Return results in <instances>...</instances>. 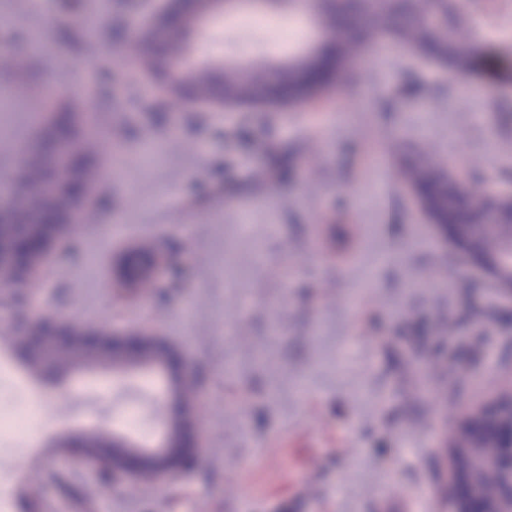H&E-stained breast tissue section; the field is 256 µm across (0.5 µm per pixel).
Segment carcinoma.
Returning <instances> with one entry per match:
<instances>
[{"label": "carcinoma", "instance_id": "obj_1", "mask_svg": "<svg viewBox=\"0 0 512 512\" xmlns=\"http://www.w3.org/2000/svg\"><path fill=\"white\" fill-rule=\"evenodd\" d=\"M470 5L471 0L464 4L460 0H265L256 13L277 16L283 9L302 7L319 25L322 36L281 62L263 61L258 66L229 64L217 69L200 62L190 69L175 70L167 68L165 61L138 38L131 39L126 49L138 60L139 75L170 83L178 90L186 89L202 105L221 86L226 105L276 110L286 105L302 106L332 87L353 84L359 73L358 58L371 50L377 37L392 44H404L414 56L458 74L469 72L472 51L468 33L473 18ZM61 25L75 43L96 36L101 28L100 21L85 20L81 29L73 31L67 17L61 19ZM348 26L360 30L362 37L357 41L350 39L346 34ZM194 30L195 22L191 21L187 32L175 40L176 52L194 53ZM29 43L26 38L17 46L0 49V77L9 80L13 89L47 103L46 108L32 116L37 130L63 119L70 127L71 137L55 153L42 152L36 134L25 141L22 155L8 172V181L22 191L42 184L47 189L13 199L0 198V214L7 212L26 220L24 224L0 223V238L5 242L19 232L32 237L55 234L57 228L51 220L71 209L76 185L83 193L82 223H98L95 194L106 171L102 130L95 116L85 107L55 100L52 89L32 76ZM402 176L404 183L427 199L441 223L471 225L473 249L496 257L502 268L512 270L511 212L489 218L479 193L450 171L443 160L430 159L423 165L408 160ZM29 288L26 283L1 288L0 314L14 317ZM58 315L56 310L47 309L41 312L38 321L11 325L5 337L15 361L32 375L58 379L85 369H126L138 360L136 356L129 357L121 366L112 350L86 346L80 333L94 329L91 322L69 323L68 329L74 333L69 341L57 345L48 342L43 349H30L35 330ZM78 439L93 457L102 456L101 449L112 445V436L99 431L85 432Z\"/></svg>", "mask_w": 512, "mask_h": 512}]
</instances>
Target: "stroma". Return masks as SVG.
<instances>
[{"mask_svg":"<svg viewBox=\"0 0 512 512\" xmlns=\"http://www.w3.org/2000/svg\"><path fill=\"white\" fill-rule=\"evenodd\" d=\"M147 0H0V18L36 32L41 78L89 98L102 68L120 73L94 101L105 152L121 159L99 188V223L76 250L56 248L30 281L39 306L109 331L145 327L193 368L204 431L199 466L176 482L104 485L55 450L68 431L117 429L108 371L50 390L59 422L35 448L42 512H72L54 483L82 485L93 512H437L450 411L512 383V302L429 222L395 173L394 154L438 153L473 185L512 188V0L474 15L468 75L442 72L406 46L366 60L359 85L325 108L277 112L176 102L122 48ZM102 17L71 50L57 23ZM198 59L244 62L254 37L207 26ZM288 176L270 175L271 154ZM249 225L241 235L240 225ZM150 240L179 280L155 297L115 295L112 264ZM464 345L441 339L462 312Z\"/></svg>","mask_w":512,"mask_h":512,"instance_id":"1","label":"stroma"}]
</instances>
